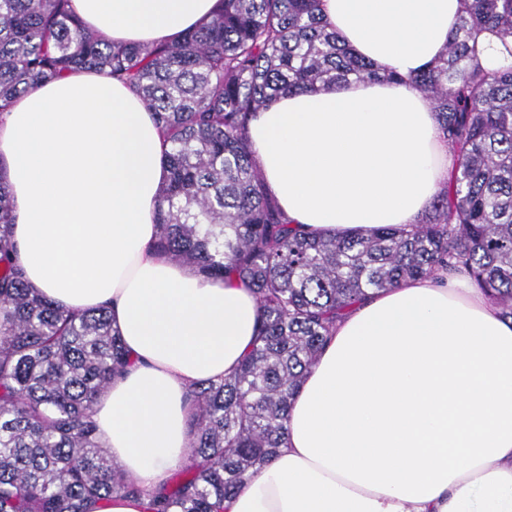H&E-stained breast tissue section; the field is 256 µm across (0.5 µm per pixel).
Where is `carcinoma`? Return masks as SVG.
Wrapping results in <instances>:
<instances>
[{"instance_id": "cac0c4a2", "label": "carcinoma", "mask_w": 512, "mask_h": 512, "mask_svg": "<svg viewBox=\"0 0 512 512\" xmlns=\"http://www.w3.org/2000/svg\"><path fill=\"white\" fill-rule=\"evenodd\" d=\"M443 55L407 81L428 96L453 158L416 224L347 235L294 224L270 193L248 126L277 97L377 79L342 47L320 0H220L176 41L125 46L70 0H0V113L77 68L127 84L170 144L153 249L259 303L239 369L189 387L188 462L144 512H224L287 436L292 400L336 323L371 293L448 267L512 318V66L489 71L479 36L512 40V0H461ZM14 199L0 166V512H101L135 482L97 437L93 405L131 361L106 308L61 310L11 256Z\"/></svg>"}]
</instances>
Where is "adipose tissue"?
<instances>
[{"mask_svg": "<svg viewBox=\"0 0 512 512\" xmlns=\"http://www.w3.org/2000/svg\"><path fill=\"white\" fill-rule=\"evenodd\" d=\"M124 43L172 41L219 0H72ZM329 30L378 79L280 96L248 126L269 191L294 223L339 234L413 224L453 159L410 76L444 52L460 0H320ZM165 142L123 83L76 70L0 113L15 198L13 258L59 308H107L133 361L93 407L98 436L141 488L142 512L187 458L189 386L233 372L259 304L156 254ZM271 462L224 512H512V318L467 269L410 279L336 325Z\"/></svg>", "mask_w": 512, "mask_h": 512, "instance_id": "obj_1", "label": "adipose tissue"}]
</instances>
